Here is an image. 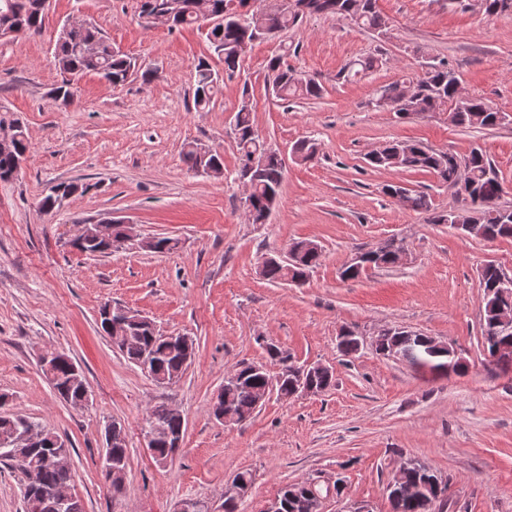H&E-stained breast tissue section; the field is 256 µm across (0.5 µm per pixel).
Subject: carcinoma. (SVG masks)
Segmentation results:
<instances>
[{"mask_svg": "<svg viewBox=\"0 0 512 512\" xmlns=\"http://www.w3.org/2000/svg\"><path fill=\"white\" fill-rule=\"evenodd\" d=\"M182 8L175 16L172 27L179 28L192 24H208L207 37L214 51L224 61V71L234 72L242 55L257 38L255 32L264 27L279 35L297 26L303 18L312 15L344 17L354 21L359 27L377 34L386 28V20L376 10V0H296L300 9L289 11L274 5L260 13L239 17L237 11L229 8L232 0H181ZM46 14L40 8V0H0V34L12 30L17 35H34L42 31ZM58 68L62 80L51 90V95L69 104L74 99V85L87 73L100 75L112 85L125 83L135 71V63L126 55L112 47V43L101 31L80 17L67 20L56 46ZM380 60L368 57L345 67L342 78L347 79L373 69ZM196 84L194 106L198 110L209 107L220 82L224 81L219 71L201 61L195 67ZM268 84L272 94L281 100L310 99L321 95V85L309 78H303L283 65L281 57H273L267 65ZM459 77L445 64H432L425 76L414 84V96L410 100L400 97V86L394 84L383 89L380 98L390 102V111L403 119L410 116H424L429 112L448 109L451 124L460 128H494L502 124L499 112L479 98L465 101L457 99ZM12 130L14 140L10 151H0V181L16 177L17 162L29 150V140L24 123L18 118L0 115V128ZM233 135L239 154V175L250 182V193L246 197L247 208L251 209L252 223H259L274 208L272 202L279 201L284 179V168L279 153L265 144L255 134L251 118V107L242 105L236 112L233 122ZM258 155L262 163L251 170L246 160ZM184 160L195 170L207 167H224L223 156L214 151L208 155L200 153L198 145L187 144L183 149ZM374 168H400L413 172H429L446 184L454 195L470 202L475 216L472 223L484 226L483 238L489 241L498 238H512V209L500 205L503 193L502 182L495 175V168L485 153L473 148L465 156L450 151L430 149L420 143L391 141L383 145L379 152L367 158ZM79 189V185L61 182L54 185L50 193L42 198L39 207L49 213L59 206V199L67 192ZM405 207L414 211L432 213L433 224L455 226L454 211H432V202L423 193L407 190ZM306 241H295L290 245L295 260L289 265H271L263 278L274 284L289 280L303 283L310 271L318 264L320 255L305 250ZM402 246L389 239L365 251L362 256L370 258L371 265L355 267L348 265L342 269V279L356 280L368 269L388 268L395 264ZM482 288L481 327L483 344L488 356L501 347L512 348V327L509 329L499 322V311L507 308L512 311V277L507 276L497 265H485L479 277ZM137 342L119 347L121 354L133 365L145 372L158 384L176 378L181 379L187 362L194 354V346H178L159 333L154 322L142 321L136 327ZM375 350L387 357H400L410 364H416L415 343L409 345L402 336H389L379 332ZM338 348L349 355L359 350L354 331L344 329L339 334ZM271 359L278 362L280 369L275 375L266 370L255 371L252 365L240 367L236 380L228 379L220 388L213 404V414L224 413V407L232 411V421L240 423L250 419L259 409L257 395L270 383H275L278 396L287 398L304 380L316 389L328 390L334 386L333 372L329 369L300 376L302 368L293 363L292 357L277 346L267 348ZM54 391L66 402L75 401L81 394L82 382L75 381L71 358L59 360L51 370L44 372ZM146 424L148 428L160 426L171 435L183 433L182 419L171 409L159 405L150 410ZM29 426L38 435L37 449L18 450V455H1L11 467L24 472L37 471L42 483L70 497L71 512H84L80 499L71 492L72 472L68 467L54 466L49 461L53 452L62 448L65 441L39 421L18 414H0V438L10 434L12 428ZM122 429L112 428V459L121 470L127 468L128 448ZM400 477L390 476L386 490L391 512H432L430 506L435 495L446 497L448 485L440 486L433 482L435 471L426 463L407 458ZM343 479L338 477L333 483H292L283 486L278 493L280 512H321L322 502L330 494H341Z\"/></svg>", "mask_w": 512, "mask_h": 512, "instance_id": "carcinoma-1", "label": "carcinoma"}]
</instances>
